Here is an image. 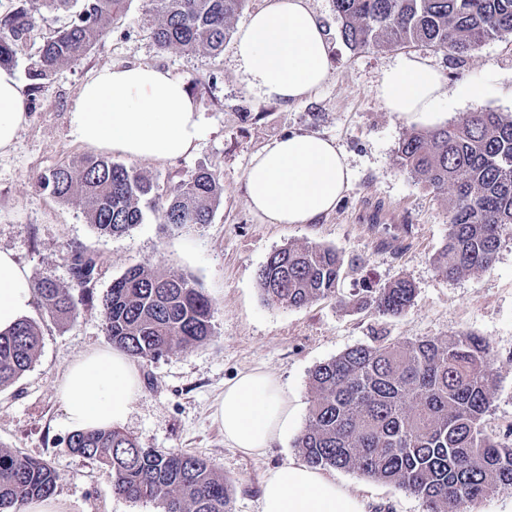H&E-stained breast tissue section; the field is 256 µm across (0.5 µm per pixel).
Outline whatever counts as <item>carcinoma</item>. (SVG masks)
<instances>
[{"label": "carcinoma", "mask_w": 512, "mask_h": 512, "mask_svg": "<svg viewBox=\"0 0 512 512\" xmlns=\"http://www.w3.org/2000/svg\"><path fill=\"white\" fill-rule=\"evenodd\" d=\"M127 0H17L0 14V68H14L36 17L64 12L54 31L28 58L36 86L61 66L86 56L126 11ZM152 35L162 50L212 57L224 51L230 22L246 0H149ZM341 35L355 51L427 46L462 59L487 41L512 36V0H333ZM398 165L448 198V238L434 257L453 279L495 263L503 233H512V118L467 112L437 128L412 130L399 141ZM35 181L62 201L77 197L87 223L103 237L142 223L143 209L160 208L165 224H209L221 195L218 176L201 169L157 206L145 175L109 157L84 154ZM344 259L317 244L274 251L258 272L269 304L301 308L336 295ZM74 286L94 279L93 254L70 251ZM53 317L71 321L77 304L69 288L34 281ZM415 288L397 279L347 304L396 317L412 305ZM214 308L189 280L136 265L112 282L103 304L106 335L134 359L153 361L203 344L213 336ZM40 332L23 318L0 332V388L35 362ZM483 338L459 331L350 348L314 368L305 426L294 442L313 468L333 467L391 484L422 499L425 512H466L468 505L512 489V444L489 435L484 418L496 378ZM75 454L112 470L113 492L158 503L162 512H234L231 490L203 458L183 451L142 448L117 428L76 431ZM60 481L48 463L0 450V512L51 496Z\"/></svg>", "instance_id": "cac0c4a2"}]
</instances>
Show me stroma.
Wrapping results in <instances>:
<instances>
[{"instance_id":"1","label":"stroma","mask_w":512,"mask_h":512,"mask_svg":"<svg viewBox=\"0 0 512 512\" xmlns=\"http://www.w3.org/2000/svg\"><path fill=\"white\" fill-rule=\"evenodd\" d=\"M328 32L329 79L311 97L284 105L249 94L233 62V40L217 57L160 50L146 21V0H128L122 17L83 59L28 89L30 121L13 148L0 154V250L12 252L32 278L72 288L78 315L58 322L42 301L28 318L41 331L38 356L20 379L0 389V448L44 460L60 474L54 493L64 512H161L151 501L114 495L112 472L72 453L58 386L78 356L109 347L103 302L113 279L148 264L184 277L211 300L210 341L139 363L142 389L121 430L141 447L202 457L234 488L235 512H260V483L270 469L298 459L292 437L265 454L248 455L224 440L216 417L224 388L239 374L264 370L288 393L296 429H303L314 368L346 349L382 342L447 338L458 331L483 337L497 378L488 433L512 429V237L503 236L489 270L450 279L433 257L448 236V197L411 178L395 160L409 125L375 95L395 48L354 52L343 41L332 0H310ZM422 55L444 75L449 119L493 110L512 116V37L486 42L464 59L429 47ZM150 64L182 78L202 114L204 134L189 155L148 161L113 154L151 179L167 199L191 173L217 174L223 193L210 224L180 228L145 210L142 224L119 237H102L88 224L78 198L60 201L40 190L37 174L87 153L71 133L68 112L81 85L105 65ZM333 139L353 179L335 209L312 224H267L249 209L243 178L251 156L291 132ZM306 243L335 248L345 262L336 296L301 308L267 304L258 271L275 250ZM80 245L97 259L88 289L74 287L68 256ZM404 278L416 289L401 316L379 318L346 301L363 289ZM328 476L369 498L372 512H423L421 501L393 486L343 470Z\"/></svg>"}]
</instances>
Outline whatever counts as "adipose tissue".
<instances>
[{"mask_svg":"<svg viewBox=\"0 0 512 512\" xmlns=\"http://www.w3.org/2000/svg\"><path fill=\"white\" fill-rule=\"evenodd\" d=\"M233 60L256 98L301 101L328 79L326 28L309 0H265L239 30ZM375 93L386 111L406 124L431 128L445 118L444 78L418 55L399 56L382 72ZM28 122L24 87L13 71L0 68V153L13 148ZM69 123L86 146L140 160L183 156L203 132L201 114L183 80L148 64L97 69L73 100ZM352 178L334 140L293 133L253 154L244 176L246 202L265 223L311 224L335 208ZM33 296L29 272L11 252L0 251L1 332L31 310ZM140 390L136 362L116 348L77 357L59 385L68 423L79 431L124 424ZM217 416L225 441L251 455L284 438L293 422L283 385L259 370L225 387ZM261 512H369V500L291 461L264 476Z\"/></svg>","mask_w":512,"mask_h":512,"instance_id":"obj_1","label":"adipose tissue"}]
</instances>
